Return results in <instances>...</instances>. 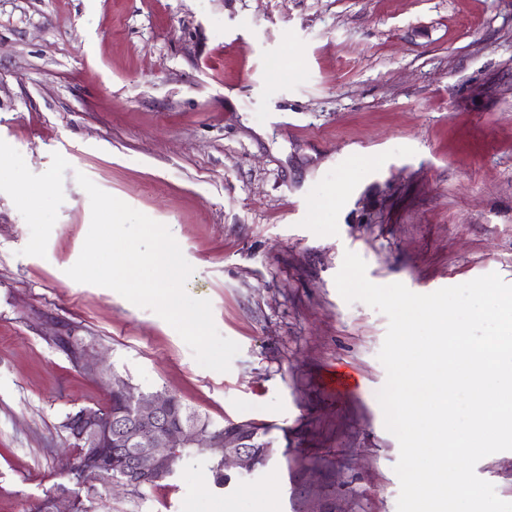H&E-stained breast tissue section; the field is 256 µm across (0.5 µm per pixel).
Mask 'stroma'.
<instances>
[{"mask_svg": "<svg viewBox=\"0 0 512 512\" xmlns=\"http://www.w3.org/2000/svg\"><path fill=\"white\" fill-rule=\"evenodd\" d=\"M0 158V512H37L66 414L108 400L52 344L70 328L135 390L262 424L275 450L222 490L192 458L96 486L92 512H397L388 320L335 276L351 251L418 294L512 285V0H0ZM80 173L169 228L240 346L229 371L67 276ZM476 473L512 501V451Z\"/></svg>", "mask_w": 512, "mask_h": 512, "instance_id": "obj_1", "label": "stroma"}]
</instances>
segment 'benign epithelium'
I'll list each match as a JSON object with an SVG mask.
<instances>
[{
  "instance_id": "7a95c632",
  "label": "benign epithelium",
  "mask_w": 512,
  "mask_h": 512,
  "mask_svg": "<svg viewBox=\"0 0 512 512\" xmlns=\"http://www.w3.org/2000/svg\"><path fill=\"white\" fill-rule=\"evenodd\" d=\"M94 346L81 352L78 365L85 374L110 380L111 395L121 397L130 406L128 421L117 425L112 421V405L73 412L66 428L70 446L74 448L71 478L82 482L92 470L110 474L119 470L130 485L168 472L187 455L200 451L223 461L224 468L245 472L258 469L260 455L244 446L238 434L205 436L190 425H173L168 421L170 399L137 392L131 385L96 361ZM44 512H74L75 500L68 491L55 490L47 496Z\"/></svg>"
}]
</instances>
